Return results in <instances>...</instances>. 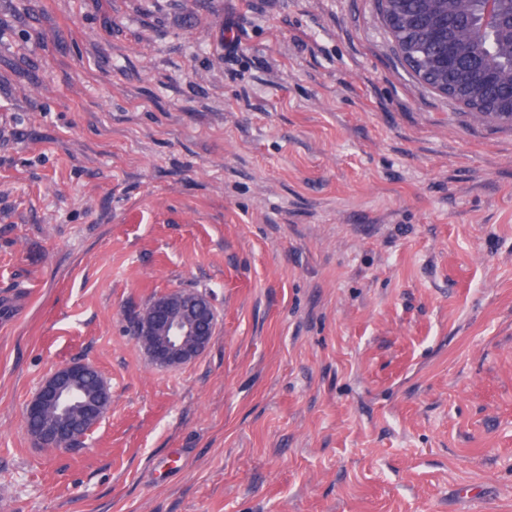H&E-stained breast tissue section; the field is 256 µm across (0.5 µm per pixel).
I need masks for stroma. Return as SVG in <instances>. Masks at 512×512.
<instances>
[{
    "instance_id": "obj_1",
    "label": "stroma",
    "mask_w": 512,
    "mask_h": 512,
    "mask_svg": "<svg viewBox=\"0 0 512 512\" xmlns=\"http://www.w3.org/2000/svg\"><path fill=\"white\" fill-rule=\"evenodd\" d=\"M75 359L110 407L41 448ZM0 512H512V127L377 0H0ZM184 293L173 290L154 297L136 329L155 366L175 368L194 361L213 335L216 316L211 299L197 292L187 301ZM92 368L81 360L72 361L56 370L35 390L25 410L26 422L41 418L52 408L60 409L59 420L54 424L43 426L36 434L35 441L40 447L55 448L67 446L68 443L72 445L80 443L91 431L92 428L85 432L83 429L77 431V423L67 418L66 410L72 404L79 402L78 387L82 381L88 395H93L99 389L104 379L96 370L83 380Z\"/></svg>"
}]
</instances>
